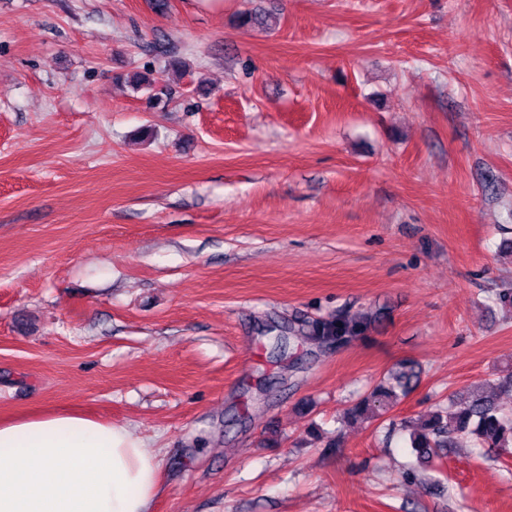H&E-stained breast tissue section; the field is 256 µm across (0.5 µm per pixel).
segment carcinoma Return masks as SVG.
I'll list each match as a JSON object with an SVG mask.
<instances>
[{"instance_id":"obj_1","label":"carcinoma","mask_w":512,"mask_h":512,"mask_svg":"<svg viewBox=\"0 0 512 512\" xmlns=\"http://www.w3.org/2000/svg\"><path fill=\"white\" fill-rule=\"evenodd\" d=\"M377 316L368 309L338 310L325 317L295 315L286 322L273 321L266 332L275 334L274 348L282 351L296 341L319 347H344L368 336L376 326ZM420 378L419 367L402 361L389 370L366 395L351 403L341 420L378 419L405 398ZM512 392V370L493 380L472 385L468 395L436 408L420 419L409 433V447L420 467L441 458L442 450L457 447L462 438L484 448L512 449V413L500 409L497 396Z\"/></svg>"}]
</instances>
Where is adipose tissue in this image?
<instances>
[{"mask_svg": "<svg viewBox=\"0 0 512 512\" xmlns=\"http://www.w3.org/2000/svg\"><path fill=\"white\" fill-rule=\"evenodd\" d=\"M159 472L124 426L66 410L0 422V512H149Z\"/></svg>", "mask_w": 512, "mask_h": 512, "instance_id": "1", "label": "adipose tissue"}]
</instances>
